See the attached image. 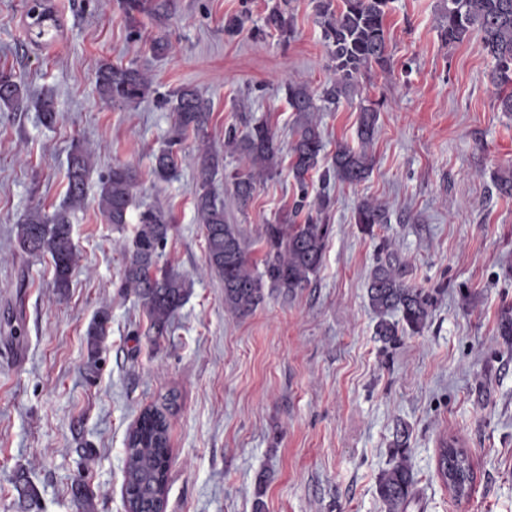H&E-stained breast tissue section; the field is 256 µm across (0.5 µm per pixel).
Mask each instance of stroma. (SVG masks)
<instances>
[{
  "label": "stroma",
  "mask_w": 512,
  "mask_h": 512,
  "mask_svg": "<svg viewBox=\"0 0 512 512\" xmlns=\"http://www.w3.org/2000/svg\"><path fill=\"white\" fill-rule=\"evenodd\" d=\"M273 2L148 0L131 22L119 0H51L64 32L37 50L26 0H0V67L22 77L30 98L52 93L58 109L50 125L32 107L0 112V512H83L80 484L93 512H126L127 435L172 389L180 400L164 512H382L377 480L401 426L417 479L407 512H512V347L498 333L512 308V198L495 188L512 171V115L497 108L478 35L442 43L443 0H394L390 69L373 67L356 94L316 115L327 166L337 144H356L361 104H379L370 176L355 185L312 179L334 204L322 266L307 287L266 295L245 317L226 310L222 280L202 272L194 139L183 142L187 158L171 177L154 173L174 124L159 98L180 86L211 100L216 149L228 128L267 123L281 146L278 174L240 207L228 179L236 161L225 154L211 186L240 226L250 263L261 265L262 224L296 197L297 115L282 86L316 93L330 76L311 0H285L295 24L288 40L261 31ZM241 13L248 31L225 34V18ZM159 36L172 43L169 55L151 49ZM102 60L146 73L152 95L103 101L95 86ZM76 141L92 150L94 169L71 217L78 261L61 293L50 257L20 249L17 220L29 206L63 202ZM116 164L137 174L119 228L98 207V178ZM365 200L389 214L370 234L354 219ZM148 207L173 224L160 265L194 281L159 338L120 288L123 247ZM388 256L403 281L435 295L428 325L393 348L376 336L367 297L371 270ZM103 305L112 320L90 375L85 331ZM451 435L475 466L473 491L461 500L437 472L439 442ZM20 472L38 492L29 509L14 489Z\"/></svg>",
  "instance_id": "obj_1"
}]
</instances>
